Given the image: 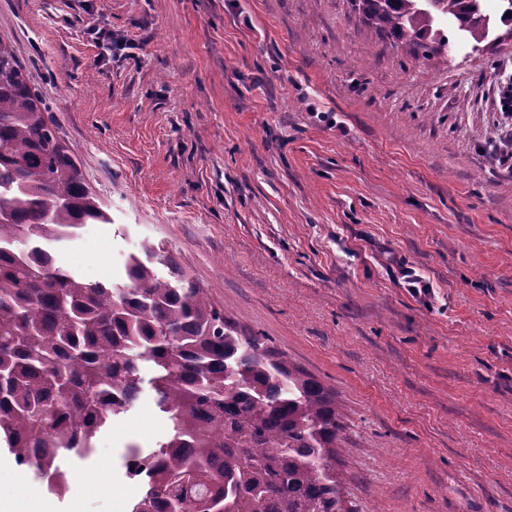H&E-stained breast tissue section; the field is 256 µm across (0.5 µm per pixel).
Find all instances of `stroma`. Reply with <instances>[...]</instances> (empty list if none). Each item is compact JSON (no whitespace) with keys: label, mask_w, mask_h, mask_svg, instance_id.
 I'll list each match as a JSON object with an SVG mask.
<instances>
[{"label":"stroma","mask_w":512,"mask_h":512,"mask_svg":"<svg viewBox=\"0 0 512 512\" xmlns=\"http://www.w3.org/2000/svg\"><path fill=\"white\" fill-rule=\"evenodd\" d=\"M96 20L111 40L87 33ZM422 57L354 0H0L33 89L111 223L63 249L114 278L148 240L336 393L356 512H512V41ZM410 266L432 285L412 295ZM150 392L0 512H129Z\"/></svg>","instance_id":"obj_1"}]
</instances>
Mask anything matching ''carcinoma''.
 <instances>
[{
	"label": "carcinoma",
	"instance_id": "cac0c4a2",
	"mask_svg": "<svg viewBox=\"0 0 512 512\" xmlns=\"http://www.w3.org/2000/svg\"><path fill=\"white\" fill-rule=\"evenodd\" d=\"M483 2L359 0L375 29L424 53L448 47L443 23L484 42ZM110 223L0 40V446L15 464L54 488L66 477L59 459L87 456L147 385L169 437L128 449L146 467L131 512H351L333 392L238 329L162 244L142 241L117 281L57 259L84 227Z\"/></svg>",
	"mask_w": 512,
	"mask_h": 512
}]
</instances>
